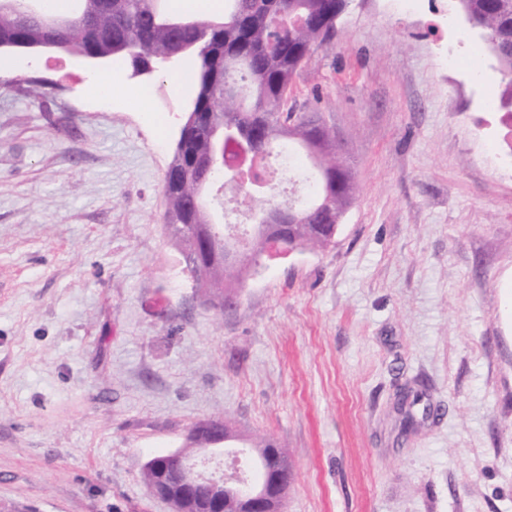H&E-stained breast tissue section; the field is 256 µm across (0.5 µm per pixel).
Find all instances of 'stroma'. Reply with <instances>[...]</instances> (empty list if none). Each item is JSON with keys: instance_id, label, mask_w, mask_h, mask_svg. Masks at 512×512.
Returning <instances> with one entry per match:
<instances>
[{"instance_id": "35a3bbf8", "label": "stroma", "mask_w": 512, "mask_h": 512, "mask_svg": "<svg viewBox=\"0 0 512 512\" xmlns=\"http://www.w3.org/2000/svg\"><path fill=\"white\" fill-rule=\"evenodd\" d=\"M480 41L457 0H354L288 103L335 131L356 200L230 312L164 227L193 69L120 59L112 108L79 58L0 52V504L170 512L144 465L220 418L285 448V512H512V153L489 48L445 63Z\"/></svg>"}]
</instances>
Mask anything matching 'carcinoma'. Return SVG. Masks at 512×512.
Returning a JSON list of instances; mask_svg holds the SVG:
<instances>
[{"label": "carcinoma", "instance_id": "carcinoma-1", "mask_svg": "<svg viewBox=\"0 0 512 512\" xmlns=\"http://www.w3.org/2000/svg\"><path fill=\"white\" fill-rule=\"evenodd\" d=\"M81 12L93 17L89 29L75 23L70 31L71 48H87L109 58L128 57L146 65L177 49L198 51L196 106L193 111L207 116L194 128L187 150L174 157L173 167L192 168L187 178L165 176L168 214L181 217L182 223L167 225L171 239L184 252L192 254L186 264L195 284L209 294L211 286L220 292L233 291L240 277L198 253V243L208 223L209 201L199 183L210 178L208 161L211 150L209 119L216 116L234 127V145L238 148L267 147L268 156H277L275 142L286 137L293 145L301 141L289 137V124H297L299 135L326 146L320 159L328 191L336 206L345 207L356 198L358 186L351 169L342 160L336 133L326 124L312 128L300 126L301 116L284 109V97L302 68L309 48L336 36L337 23L345 13L347 0H224V19L213 28L216 19L196 17L189 26L168 23L164 0H79ZM471 25L484 31L500 63L505 85L503 102L512 117V0H457ZM293 8L300 21L291 23L274 37L266 17L281 8ZM50 37L44 19L24 18L18 0H0V46L9 42L30 43L36 49ZM325 217L315 212L309 223L297 224L291 237L281 241L283 248L298 239L308 246L325 248L330 239L324 231ZM266 234L257 239L245 254L242 267L259 264L266 252Z\"/></svg>", "mask_w": 512, "mask_h": 512}]
</instances>
